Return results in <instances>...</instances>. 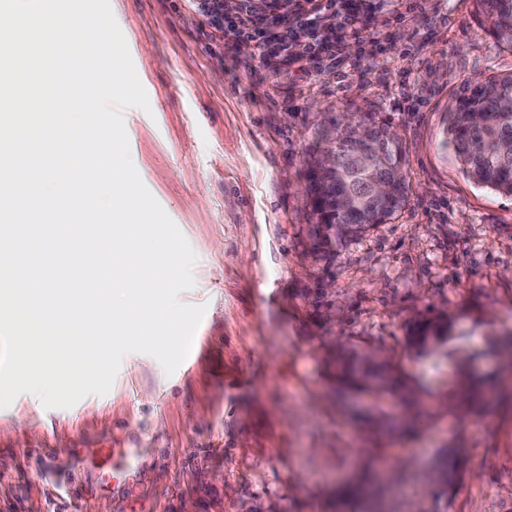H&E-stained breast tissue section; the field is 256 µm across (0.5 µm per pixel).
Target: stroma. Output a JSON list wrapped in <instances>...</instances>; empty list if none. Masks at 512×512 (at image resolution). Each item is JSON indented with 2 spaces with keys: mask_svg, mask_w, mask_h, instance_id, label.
Segmentation results:
<instances>
[{
  "mask_svg": "<svg viewBox=\"0 0 512 512\" xmlns=\"http://www.w3.org/2000/svg\"><path fill=\"white\" fill-rule=\"evenodd\" d=\"M150 112L124 113L131 159L197 255L179 299L205 315L188 371L127 355L111 389L68 409L19 395L0 408V512H334L364 461L405 481L363 496L370 512H420L421 478L454 448L463 481L451 512H502L512 498V387L458 418L442 407L448 364L414 362L415 321L444 312L482 351L512 330V196L462 173L443 129L468 81L512 72L473 0H427L424 14L365 20L310 78L241 49L198 0H110ZM392 126L410 187L389 222L315 253L302 171L325 115ZM330 294H320V287ZM394 354L429 400L430 421L389 438L337 406L321 339ZM108 448L129 468L101 474Z\"/></svg>",
  "mask_w": 512,
  "mask_h": 512,
  "instance_id": "obj_1",
  "label": "stroma"
}]
</instances>
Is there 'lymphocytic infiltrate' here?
<instances>
[{
	"mask_svg": "<svg viewBox=\"0 0 512 512\" xmlns=\"http://www.w3.org/2000/svg\"><path fill=\"white\" fill-rule=\"evenodd\" d=\"M378 3L400 6V0H290L287 13L281 14L272 4L258 12L246 4L231 32L250 38L262 50L275 44L290 62L309 64L318 73L336 59L337 33L360 34L362 14ZM326 17L334 18L335 26L323 25Z\"/></svg>",
	"mask_w": 512,
	"mask_h": 512,
	"instance_id": "lymphocytic-infiltrate-1",
	"label": "lymphocytic infiltrate"
}]
</instances>
